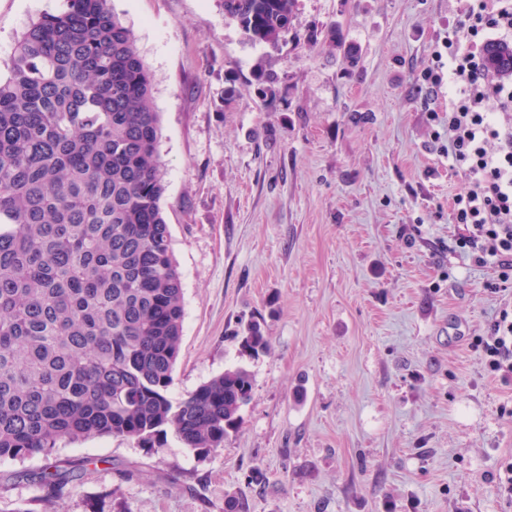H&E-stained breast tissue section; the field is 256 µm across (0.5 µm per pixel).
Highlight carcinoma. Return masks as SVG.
<instances>
[{"label": "carcinoma", "instance_id": "cac0c4a2", "mask_svg": "<svg viewBox=\"0 0 512 512\" xmlns=\"http://www.w3.org/2000/svg\"><path fill=\"white\" fill-rule=\"evenodd\" d=\"M296 0H224V16L278 44ZM489 70L512 76V47ZM0 78V461L40 456L41 500L71 494L61 442L161 444L173 432L205 457L253 396L224 370L170 397L183 289L161 208L160 115L136 36L110 0H62L18 38ZM253 357L270 341L250 322Z\"/></svg>", "mask_w": 512, "mask_h": 512}]
</instances>
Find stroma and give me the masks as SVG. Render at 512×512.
<instances>
[{"mask_svg": "<svg viewBox=\"0 0 512 512\" xmlns=\"http://www.w3.org/2000/svg\"><path fill=\"white\" fill-rule=\"evenodd\" d=\"M61 0H0V75L26 26ZM471 0H296L278 46L223 0H111L153 76L161 207L182 276L172 398L242 367L253 397L201 458L89 437L63 512H512V386L486 335L512 286L456 247L465 180L440 148L448 99L421 73ZM264 323L268 354L242 347ZM42 458L0 463V512H44ZM134 470L133 479L123 476ZM261 470L265 483L252 482Z\"/></svg>", "mask_w": 512, "mask_h": 512, "instance_id": "obj_1", "label": "stroma"}]
</instances>
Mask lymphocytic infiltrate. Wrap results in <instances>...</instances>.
<instances>
[{
  "mask_svg": "<svg viewBox=\"0 0 512 512\" xmlns=\"http://www.w3.org/2000/svg\"><path fill=\"white\" fill-rule=\"evenodd\" d=\"M512 37V0H477L434 51L424 71L431 95H448L444 149L467 186L454 200L456 223L466 228L461 249L473 265L491 266L498 284H512V81H492L485 31ZM478 346L484 366L512 386V304H504Z\"/></svg>",
  "mask_w": 512,
  "mask_h": 512,
  "instance_id": "lymphocytic-infiltrate-1",
  "label": "lymphocytic infiltrate"
}]
</instances>
